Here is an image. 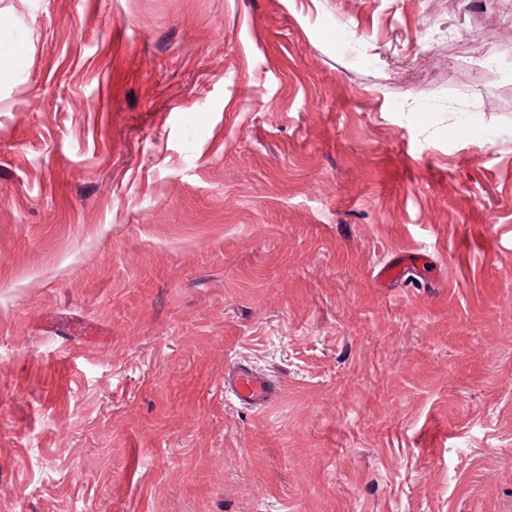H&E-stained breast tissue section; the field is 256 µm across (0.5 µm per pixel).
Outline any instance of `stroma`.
<instances>
[{
    "label": "stroma",
    "mask_w": 512,
    "mask_h": 512,
    "mask_svg": "<svg viewBox=\"0 0 512 512\" xmlns=\"http://www.w3.org/2000/svg\"><path fill=\"white\" fill-rule=\"evenodd\" d=\"M0 512H512L504 0H0ZM224 391L249 406L266 403L276 391V386L249 364L239 362L233 371L224 375Z\"/></svg>",
    "instance_id": "1"
}]
</instances>
